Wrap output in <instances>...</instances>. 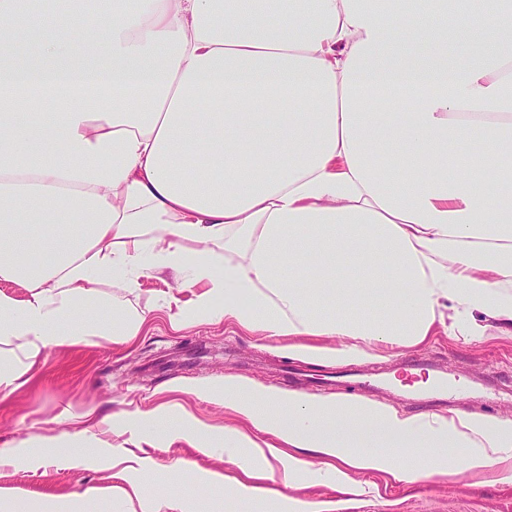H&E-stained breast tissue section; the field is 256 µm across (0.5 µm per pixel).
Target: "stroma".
<instances>
[{"instance_id":"stroma-1","label":"stroma","mask_w":512,"mask_h":512,"mask_svg":"<svg viewBox=\"0 0 512 512\" xmlns=\"http://www.w3.org/2000/svg\"><path fill=\"white\" fill-rule=\"evenodd\" d=\"M169 274L145 276L135 292L102 287L105 310L120 315L127 307L152 306L140 336L126 344L98 339L91 346L48 351L33 379L19 392L0 399V447L34 437L49 439L60 431H75L88 408L112 414L115 421L173 401L213 427L248 429V421L225 408L218 388L232 379L248 386L306 392L302 373L325 369L368 368L380 371L407 357L440 364L449 378L473 383L472 391L452 397V410L512 419V337L493 336L466 342L443 328L416 346L381 344L350 359H312L287 353V338L251 333L233 322L201 321L176 331L158 300L172 287ZM128 436L114 430L111 447H83L84 465L70 467L59 457L35 461L19 455L0 464V487L35 500L82 499V512H128L107 490L130 482L155 497L183 495L195 512H235L234 486H206L210 471L229 473L223 455L205 454L185 441L137 449L145 469L129 470L117 457ZM356 478L366 492L359 497L340 494L307 473L286 496L318 503L321 512H512V483L491 477L455 473L430 477L409 486L394 485L378 472L361 471ZM99 496L89 498L88 488Z\"/></svg>"}]
</instances>
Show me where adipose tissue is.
Here are the masks:
<instances>
[{"mask_svg":"<svg viewBox=\"0 0 512 512\" xmlns=\"http://www.w3.org/2000/svg\"><path fill=\"white\" fill-rule=\"evenodd\" d=\"M97 0L96 24L0 0V392L96 338L106 281L169 273L174 328L225 318L271 336L362 345L512 335V0ZM39 36L15 48L14 18ZM299 111H289V103ZM192 292V301L180 298ZM251 431L163 404L132 437L184 440L245 475L240 512L317 475L512 483V420L224 382Z\"/></svg>","mask_w":512,"mask_h":512,"instance_id":"obj_1","label":"adipose tissue"}]
</instances>
